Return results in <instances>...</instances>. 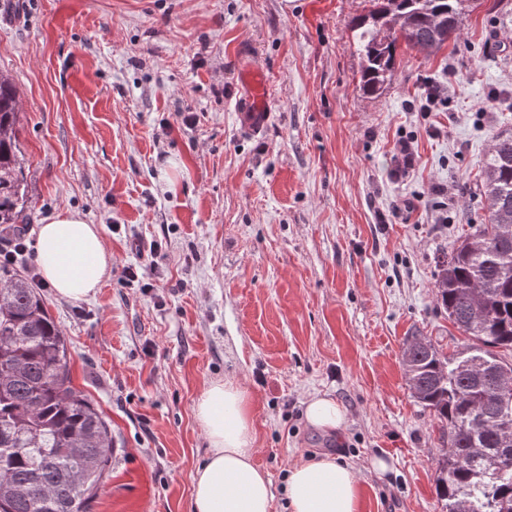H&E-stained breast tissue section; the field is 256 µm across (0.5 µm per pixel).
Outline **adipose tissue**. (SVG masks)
Masks as SVG:
<instances>
[{
    "label": "adipose tissue",
    "instance_id": "obj_1",
    "mask_svg": "<svg viewBox=\"0 0 512 512\" xmlns=\"http://www.w3.org/2000/svg\"><path fill=\"white\" fill-rule=\"evenodd\" d=\"M41 274L56 295L82 300L96 293L112 267L98 225L62 211L40 226ZM195 416L209 443L197 469L191 512H273L266 473L252 461L253 422L248 390L215 382L202 393ZM286 512H359V471L327 456L288 470Z\"/></svg>",
    "mask_w": 512,
    "mask_h": 512
}]
</instances>
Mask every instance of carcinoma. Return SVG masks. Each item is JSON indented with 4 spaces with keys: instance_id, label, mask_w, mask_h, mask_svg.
Instances as JSON below:
<instances>
[{
    "instance_id": "obj_1",
    "label": "carcinoma",
    "mask_w": 512,
    "mask_h": 512,
    "mask_svg": "<svg viewBox=\"0 0 512 512\" xmlns=\"http://www.w3.org/2000/svg\"><path fill=\"white\" fill-rule=\"evenodd\" d=\"M357 20L360 89L379 95L390 83L398 43L429 53L460 30L478 0H371ZM15 88L0 78V224L26 208L25 168L17 145ZM480 192L487 223L465 236L438 269V302L473 344L452 356L414 337L403 365L413 397L448 426L438 463L445 512H512V460L489 472L512 444V133L496 135ZM112 459L107 422L72 385L65 337L43 298L10 265H0V512H87Z\"/></svg>"
}]
</instances>
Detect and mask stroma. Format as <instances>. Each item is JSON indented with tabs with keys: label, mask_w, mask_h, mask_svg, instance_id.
<instances>
[{
	"label": "stroma",
	"mask_w": 512,
	"mask_h": 512,
	"mask_svg": "<svg viewBox=\"0 0 512 512\" xmlns=\"http://www.w3.org/2000/svg\"><path fill=\"white\" fill-rule=\"evenodd\" d=\"M371 7L0 0L28 190L16 266L112 433L90 512H191L208 452L194 406L216 381L253 398V462L276 504L294 462L330 455L359 468L360 512H442L448 438L413 397L403 351L414 335L448 355L471 343L437 303V261L483 223L482 166L512 132V0H481L438 52L399 45L379 96L359 87L351 39ZM248 68L264 72L272 105L257 135L235 110ZM448 81L453 107L425 111L428 84ZM403 136L408 168L395 160ZM66 209L99 225L112 255L80 301L44 282L35 249ZM139 263L153 291L125 277ZM315 395L345 409L341 433L307 423Z\"/></svg>",
	"instance_id": "obj_1"
}]
</instances>
